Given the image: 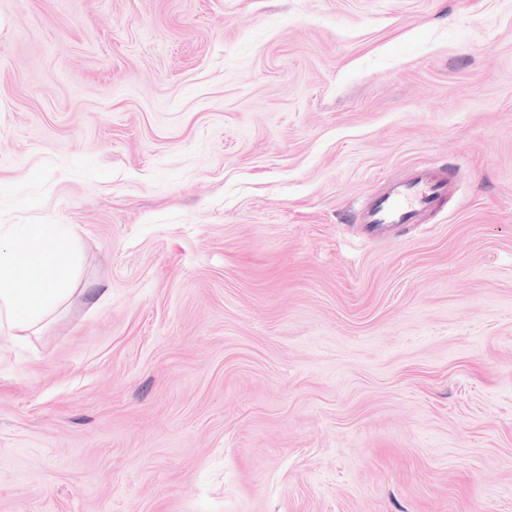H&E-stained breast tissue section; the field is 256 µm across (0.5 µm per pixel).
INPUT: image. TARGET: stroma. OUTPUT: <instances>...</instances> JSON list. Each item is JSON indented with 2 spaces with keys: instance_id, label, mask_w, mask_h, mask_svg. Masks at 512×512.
Segmentation results:
<instances>
[{
  "instance_id": "35a3bbf8",
  "label": "stroma",
  "mask_w": 512,
  "mask_h": 512,
  "mask_svg": "<svg viewBox=\"0 0 512 512\" xmlns=\"http://www.w3.org/2000/svg\"><path fill=\"white\" fill-rule=\"evenodd\" d=\"M16 224L76 277L0 335V512H512V0H0ZM456 193L451 173L418 169L406 178L387 177L381 191L353 214L351 222L363 224L369 236H380L403 224H421L441 201Z\"/></svg>"
}]
</instances>
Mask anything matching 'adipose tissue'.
<instances>
[{
	"mask_svg": "<svg viewBox=\"0 0 512 512\" xmlns=\"http://www.w3.org/2000/svg\"><path fill=\"white\" fill-rule=\"evenodd\" d=\"M74 242L59 224H32L0 235V334L38 335L70 295ZM24 257L26 276L16 283L13 268Z\"/></svg>",
	"mask_w": 512,
	"mask_h": 512,
	"instance_id": "ef3b65f1",
	"label": "adipose tissue"
}]
</instances>
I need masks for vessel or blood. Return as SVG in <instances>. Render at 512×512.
Listing matches in <instances>:
<instances>
[{
  "label": "vessel or blood",
  "mask_w": 512,
  "mask_h": 512,
  "mask_svg": "<svg viewBox=\"0 0 512 512\" xmlns=\"http://www.w3.org/2000/svg\"><path fill=\"white\" fill-rule=\"evenodd\" d=\"M456 193L450 174L422 168L406 178L387 177L381 191L354 213L353 223L370 236H379L403 224H417L437 204Z\"/></svg>",
  "instance_id": "vessel-or-blood-1"
}]
</instances>
